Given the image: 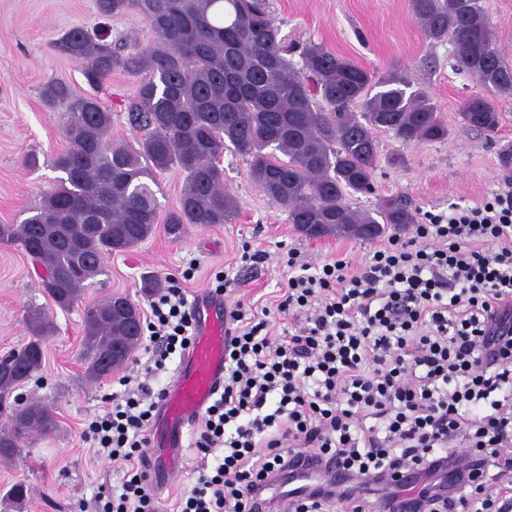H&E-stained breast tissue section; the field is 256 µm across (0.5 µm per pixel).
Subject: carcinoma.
I'll list each match as a JSON object with an SVG mask.
<instances>
[{"mask_svg": "<svg viewBox=\"0 0 512 512\" xmlns=\"http://www.w3.org/2000/svg\"><path fill=\"white\" fill-rule=\"evenodd\" d=\"M110 18L134 12L146 20L156 45L127 52L101 33L76 27L52 42L54 51L84 67L101 85L114 71L146 73L128 105L135 143L112 141V112L97 96H80L60 81L42 88L49 106L65 108L68 147L56 161L64 176L18 224H0V241L18 245L37 268L41 285L61 310L70 309L86 286L105 273L103 260L146 240L156 224L181 234L187 224L214 226L233 216L224 191L220 157L231 144L248 158L252 181L288 206L299 232L320 224L323 236H350L368 224L416 223L400 200L375 212L350 209V191L372 193L378 163V129L404 142L441 141L445 125L428 92L410 90L403 73L381 77L318 44L301 47L302 69L287 58L266 0H96ZM426 40L451 41L457 65L483 92L461 106L465 126L493 132L499 125L496 97L512 98V63L494 46L481 0H411ZM380 91L371 93L373 87ZM184 175L179 205L160 216L150 181L159 172ZM123 296L89 306L84 313L86 376L98 380L122 367L139 337L114 309ZM32 337L0 357V460L10 461L35 432L55 420L41 403L10 401L17 386L43 363L51 322L29 311Z\"/></svg>", "mask_w": 512, "mask_h": 512, "instance_id": "carcinoma-1", "label": "carcinoma"}]
</instances>
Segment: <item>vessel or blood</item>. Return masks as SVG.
Returning <instances> with one entry per match:
<instances>
[{
    "mask_svg": "<svg viewBox=\"0 0 512 512\" xmlns=\"http://www.w3.org/2000/svg\"><path fill=\"white\" fill-rule=\"evenodd\" d=\"M197 328L192 347L161 404V414L146 462L147 483L155 488L173 481L176 458L186 428L206 410L224 381V344L229 329L222 296L196 304Z\"/></svg>",
    "mask_w": 512,
    "mask_h": 512,
    "instance_id": "1",
    "label": "vessel or blood"
}]
</instances>
